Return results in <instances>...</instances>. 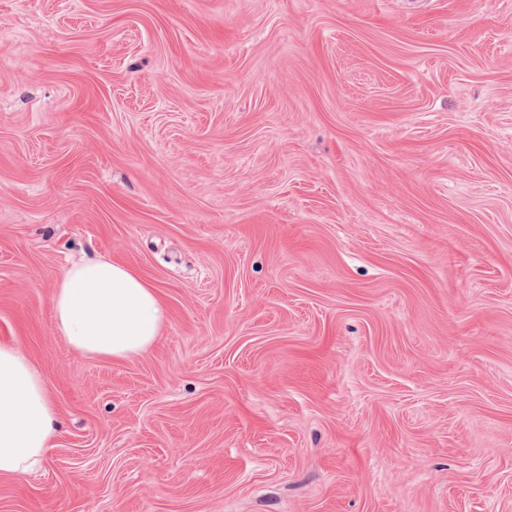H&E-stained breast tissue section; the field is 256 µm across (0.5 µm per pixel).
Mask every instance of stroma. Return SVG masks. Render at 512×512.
Returning a JSON list of instances; mask_svg holds the SVG:
<instances>
[{"instance_id": "1", "label": "stroma", "mask_w": 512, "mask_h": 512, "mask_svg": "<svg viewBox=\"0 0 512 512\" xmlns=\"http://www.w3.org/2000/svg\"><path fill=\"white\" fill-rule=\"evenodd\" d=\"M100 255L129 361L52 323ZM0 341V512H512V0H0ZM51 309L57 334L72 350L114 361L145 353L166 320L156 290L130 267L105 256L64 269ZM60 417L42 374L15 346L0 344V475L40 469L56 448Z\"/></svg>"}]
</instances>
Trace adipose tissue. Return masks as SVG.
<instances>
[{"label":"adipose tissue","mask_w":512,"mask_h":512,"mask_svg":"<svg viewBox=\"0 0 512 512\" xmlns=\"http://www.w3.org/2000/svg\"><path fill=\"white\" fill-rule=\"evenodd\" d=\"M57 334L75 352L125 361L156 341L166 309L156 290L108 257L73 264L51 297ZM60 417L42 374L15 346L0 344V475L40 469L55 448Z\"/></svg>","instance_id":"1"}]
</instances>
